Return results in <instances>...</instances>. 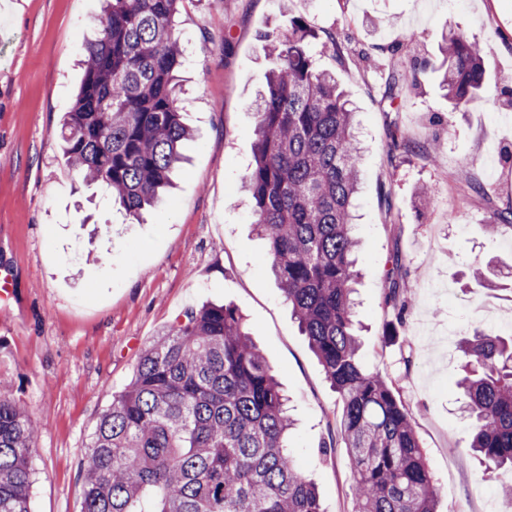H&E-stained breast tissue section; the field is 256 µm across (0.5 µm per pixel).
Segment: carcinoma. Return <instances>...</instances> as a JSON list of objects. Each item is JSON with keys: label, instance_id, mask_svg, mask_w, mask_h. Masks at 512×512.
I'll return each mask as SVG.
<instances>
[{"label": "carcinoma", "instance_id": "carcinoma-1", "mask_svg": "<svg viewBox=\"0 0 512 512\" xmlns=\"http://www.w3.org/2000/svg\"><path fill=\"white\" fill-rule=\"evenodd\" d=\"M182 0H106L84 45V75L61 138L76 173L133 218L170 186L190 130L180 118L176 29ZM299 18L259 34L273 67L251 106L254 163L244 175L253 224L292 314L338 393L354 512H437L438 487L393 382L362 364L354 294L360 147L352 104L314 66ZM439 82L453 108L482 99L480 43L440 35ZM385 307L407 299L392 279ZM459 382L484 473L512 466V346L479 332L460 345ZM287 398L238 310L205 303L179 315L140 354L128 387L96 424L83 462L82 512H323L289 452ZM36 429L0 393V512H31Z\"/></svg>", "mask_w": 512, "mask_h": 512}]
</instances>
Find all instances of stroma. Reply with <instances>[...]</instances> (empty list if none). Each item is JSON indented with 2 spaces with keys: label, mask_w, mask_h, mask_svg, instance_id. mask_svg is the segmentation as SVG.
Wrapping results in <instances>:
<instances>
[{
  "label": "stroma",
  "mask_w": 512,
  "mask_h": 512,
  "mask_svg": "<svg viewBox=\"0 0 512 512\" xmlns=\"http://www.w3.org/2000/svg\"><path fill=\"white\" fill-rule=\"evenodd\" d=\"M101 13L102 0H0V263L14 288L0 307V391L37 427L32 512H81L82 459L100 414L143 349L206 302L244 316L290 399L293 456L325 512H353L339 396L279 289L242 180L254 162L249 105L270 68L258 34L288 31L294 18L336 38L337 52L315 64L347 92L364 147L362 362L389 376L408 408L439 512H512V467L483 473L456 386L462 338L512 336V231L493 227L512 205V0H183L179 111L192 137L169 197L138 221L77 176L60 140ZM449 25L481 43L488 76L482 103L455 114L438 87ZM396 69L408 81L391 110L383 96ZM393 122L406 135L395 151ZM424 185L434 190L427 204L417 199ZM476 265L485 282L472 279ZM394 277L409 300L400 316L384 306Z\"/></svg>",
  "instance_id": "1"
}]
</instances>
